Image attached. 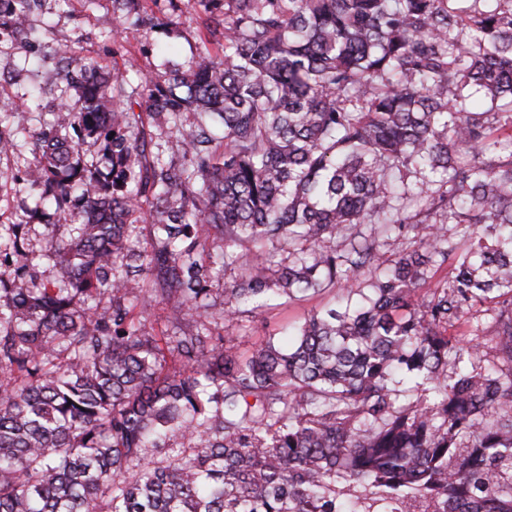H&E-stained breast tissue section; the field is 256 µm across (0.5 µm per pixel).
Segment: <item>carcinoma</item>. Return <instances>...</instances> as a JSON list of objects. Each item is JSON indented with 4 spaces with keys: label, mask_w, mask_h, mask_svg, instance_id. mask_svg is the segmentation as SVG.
Returning <instances> with one entry per match:
<instances>
[{
    "label": "carcinoma",
    "mask_w": 512,
    "mask_h": 512,
    "mask_svg": "<svg viewBox=\"0 0 512 512\" xmlns=\"http://www.w3.org/2000/svg\"><path fill=\"white\" fill-rule=\"evenodd\" d=\"M41 2L0 0V42ZM193 5L171 68L50 47L0 236V512H512V0ZM178 11L112 0L114 31ZM330 296L313 297L311 299L294 301L285 306H281L272 312L257 317L251 323L246 335L244 332L239 333L236 330H229L230 336H246L239 337L237 342H240V349L242 351L252 350L258 346L269 334L276 333L278 328L288 323L297 322L312 308H320L330 301Z\"/></svg>",
    "instance_id": "carcinoma-1"
}]
</instances>
